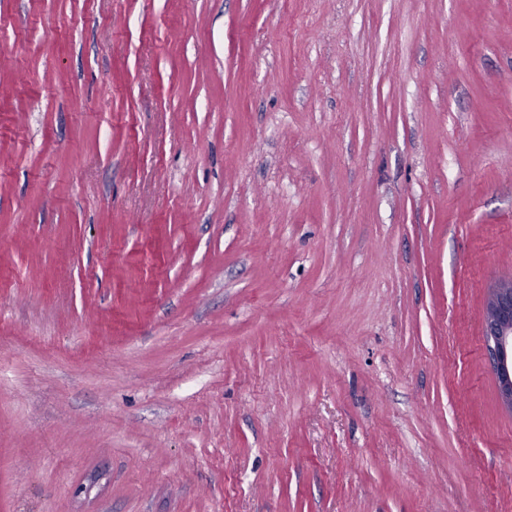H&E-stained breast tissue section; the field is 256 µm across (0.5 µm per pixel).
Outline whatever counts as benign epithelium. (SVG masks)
Instances as JSON below:
<instances>
[{
  "instance_id": "7a95c632",
  "label": "benign epithelium",
  "mask_w": 512,
  "mask_h": 512,
  "mask_svg": "<svg viewBox=\"0 0 512 512\" xmlns=\"http://www.w3.org/2000/svg\"><path fill=\"white\" fill-rule=\"evenodd\" d=\"M483 336L499 397L512 411V280L494 290L487 306Z\"/></svg>"
}]
</instances>
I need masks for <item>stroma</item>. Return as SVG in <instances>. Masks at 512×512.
Wrapping results in <instances>:
<instances>
[{
    "instance_id": "stroma-1",
    "label": "stroma",
    "mask_w": 512,
    "mask_h": 512,
    "mask_svg": "<svg viewBox=\"0 0 512 512\" xmlns=\"http://www.w3.org/2000/svg\"><path fill=\"white\" fill-rule=\"evenodd\" d=\"M512 0H0V512H512ZM483 336L499 397L512 410V280L494 290L487 306Z\"/></svg>"
}]
</instances>
